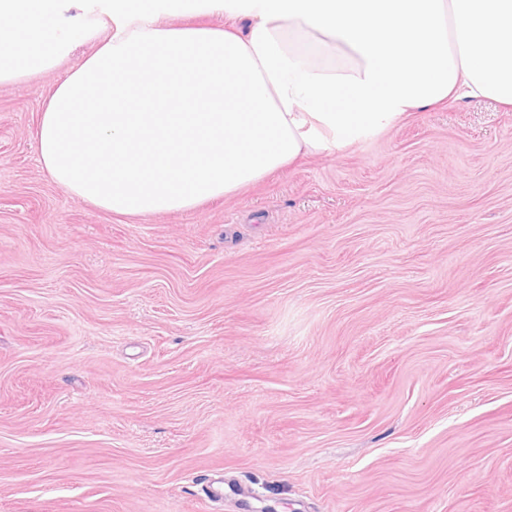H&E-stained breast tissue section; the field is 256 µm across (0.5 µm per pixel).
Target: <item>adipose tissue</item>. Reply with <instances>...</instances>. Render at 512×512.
<instances>
[{
  "label": "adipose tissue",
  "instance_id": "obj_1",
  "mask_svg": "<svg viewBox=\"0 0 512 512\" xmlns=\"http://www.w3.org/2000/svg\"><path fill=\"white\" fill-rule=\"evenodd\" d=\"M85 43L39 158L122 217L234 196L460 90L512 105V0H0V85Z\"/></svg>",
  "mask_w": 512,
  "mask_h": 512
}]
</instances>
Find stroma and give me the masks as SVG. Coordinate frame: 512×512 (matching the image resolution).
<instances>
[{"mask_svg": "<svg viewBox=\"0 0 512 512\" xmlns=\"http://www.w3.org/2000/svg\"><path fill=\"white\" fill-rule=\"evenodd\" d=\"M91 50L0 85V512H512V107L126 220L36 149Z\"/></svg>", "mask_w": 512, "mask_h": 512, "instance_id": "stroma-1", "label": "stroma"}]
</instances>
